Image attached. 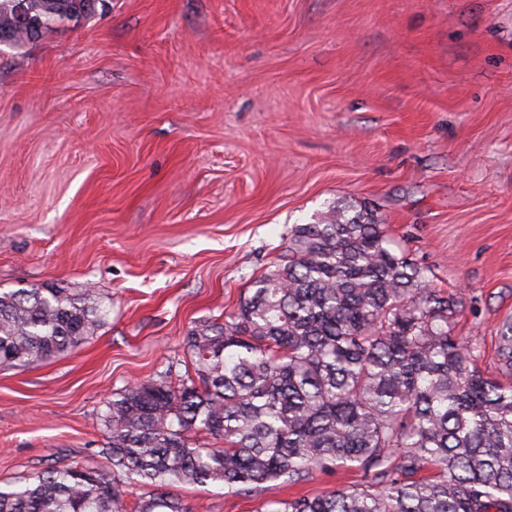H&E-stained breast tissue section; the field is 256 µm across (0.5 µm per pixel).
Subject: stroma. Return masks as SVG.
I'll return each instance as SVG.
<instances>
[{
  "label": "stroma",
  "instance_id": "obj_1",
  "mask_svg": "<svg viewBox=\"0 0 512 512\" xmlns=\"http://www.w3.org/2000/svg\"><path fill=\"white\" fill-rule=\"evenodd\" d=\"M366 206L460 296L454 332L512 317V0H109L0 53V291L90 288L109 315L60 357L0 370V484L105 467L97 417L236 310L292 227ZM354 469L257 493L266 512Z\"/></svg>",
  "mask_w": 512,
  "mask_h": 512
}]
</instances>
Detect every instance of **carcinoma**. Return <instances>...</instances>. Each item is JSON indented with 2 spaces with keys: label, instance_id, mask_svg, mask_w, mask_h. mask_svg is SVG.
Segmentation results:
<instances>
[{
  "label": "carcinoma",
  "instance_id": "obj_1",
  "mask_svg": "<svg viewBox=\"0 0 512 512\" xmlns=\"http://www.w3.org/2000/svg\"><path fill=\"white\" fill-rule=\"evenodd\" d=\"M43 24L94 15L90 0H35ZM92 290L0 292V369L73 351L105 323ZM460 298L391 248L367 208L295 226L237 311L183 337L185 373L133 383L98 416L108 469L54 466L0 486V512H194L176 484L230 493L352 467L354 486L267 512H512V382L479 369L453 333ZM512 372V320L498 328ZM221 442L209 448L198 433Z\"/></svg>",
  "mask_w": 512,
  "mask_h": 512
}]
</instances>
